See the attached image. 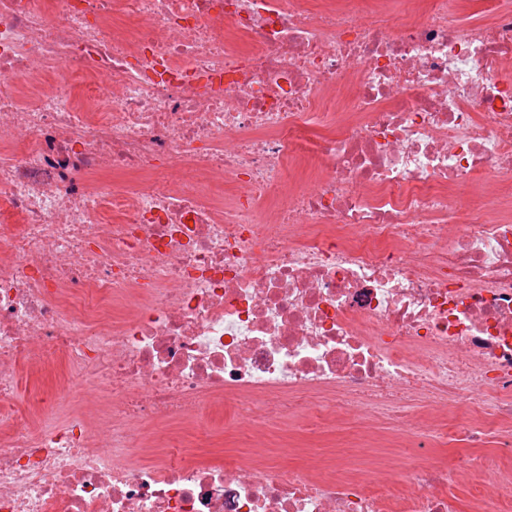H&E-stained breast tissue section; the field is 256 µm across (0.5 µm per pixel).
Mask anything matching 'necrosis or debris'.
Wrapping results in <instances>:
<instances>
[{"instance_id": "4bbe7bcc", "label": "necrosis or debris", "mask_w": 512, "mask_h": 512, "mask_svg": "<svg viewBox=\"0 0 512 512\" xmlns=\"http://www.w3.org/2000/svg\"><path fill=\"white\" fill-rule=\"evenodd\" d=\"M0 512H512V0H0Z\"/></svg>"}]
</instances>
